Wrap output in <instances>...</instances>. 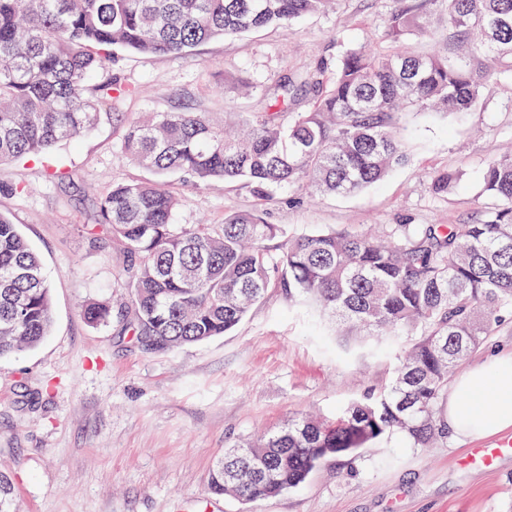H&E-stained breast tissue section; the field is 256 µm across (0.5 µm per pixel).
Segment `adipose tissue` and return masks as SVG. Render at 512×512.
Segmentation results:
<instances>
[{
    "label": "adipose tissue",
    "instance_id": "adipose-tissue-1",
    "mask_svg": "<svg viewBox=\"0 0 512 512\" xmlns=\"http://www.w3.org/2000/svg\"><path fill=\"white\" fill-rule=\"evenodd\" d=\"M445 420L459 438L487 437L512 428V352L493 353L454 381Z\"/></svg>",
    "mask_w": 512,
    "mask_h": 512
}]
</instances>
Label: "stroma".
I'll use <instances>...</instances> for the list:
<instances>
[{
  "instance_id": "stroma-1",
  "label": "stroma",
  "mask_w": 512,
  "mask_h": 512,
  "mask_svg": "<svg viewBox=\"0 0 512 512\" xmlns=\"http://www.w3.org/2000/svg\"><path fill=\"white\" fill-rule=\"evenodd\" d=\"M395 0H336L292 26L217 38L180 54L114 49L106 74L125 97L103 103L95 127L46 154L0 164V214L38 252L51 286L52 328L35 349L0 357V471L13 512H512V451L495 469L465 462L493 438L447 435L421 448L395 433L325 458L300 486L256 502L212 495L225 448L305 415L335 418L393 378L408 339L373 350L291 301L280 283L224 335L155 351L125 323H88L84 304L128 302L114 285L122 260L111 242L90 244L113 185L152 180L124 154L130 121L145 112L266 111L285 78L328 80L349 48L379 45ZM407 160L351 194L316 200L278 189L258 201L239 182L199 184L175 175L177 224H220L262 208L284 235L364 232L376 225L458 224L484 218L489 162L512 148V88L486 86L475 109L408 118ZM456 175L435 193L434 172Z\"/></svg>"
}]
</instances>
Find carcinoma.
Returning <instances> with one entry per match:
<instances>
[{
	"mask_svg": "<svg viewBox=\"0 0 512 512\" xmlns=\"http://www.w3.org/2000/svg\"><path fill=\"white\" fill-rule=\"evenodd\" d=\"M382 22L386 51H347L330 81L289 78L266 112L230 132L207 112H151L131 122L123 149L158 180L101 196L90 242L125 254L114 281L128 305L89 303L93 325L117 317L156 350L221 336L275 279L302 302L376 340L407 334L411 348L383 394L335 420L301 418L224 453L209 490L242 501L303 483L329 455L395 432L417 446L448 425L436 405L463 357L512 314V155L488 164L481 192L496 206L476 224H395L379 236L292 235L256 210L222 224H174L179 200L163 179L238 181L260 197L289 187L354 193L406 160L404 115L468 112L491 81L512 78V0H399ZM335 0H0V162L39 155L89 130L101 103L123 90L107 69L112 49L144 57L190 51L215 37L291 25ZM448 23L451 54L420 52L407 36L432 15ZM313 97L291 111L300 88ZM51 329L50 287L17 225L0 214V357L36 347Z\"/></svg>",
	"mask_w": 512,
	"mask_h": 512,
	"instance_id": "1",
	"label": "carcinoma"
}]
</instances>
